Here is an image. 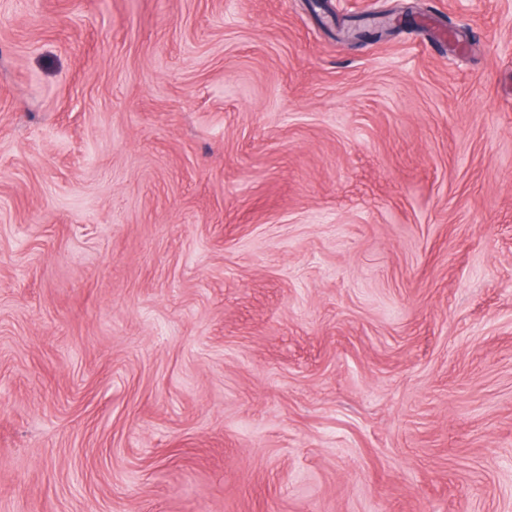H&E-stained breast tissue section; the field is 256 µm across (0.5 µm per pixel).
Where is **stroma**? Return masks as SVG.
Here are the masks:
<instances>
[{
  "label": "stroma",
  "mask_w": 512,
  "mask_h": 512,
  "mask_svg": "<svg viewBox=\"0 0 512 512\" xmlns=\"http://www.w3.org/2000/svg\"><path fill=\"white\" fill-rule=\"evenodd\" d=\"M0 512H512V0H0Z\"/></svg>",
  "instance_id": "obj_1"
}]
</instances>
